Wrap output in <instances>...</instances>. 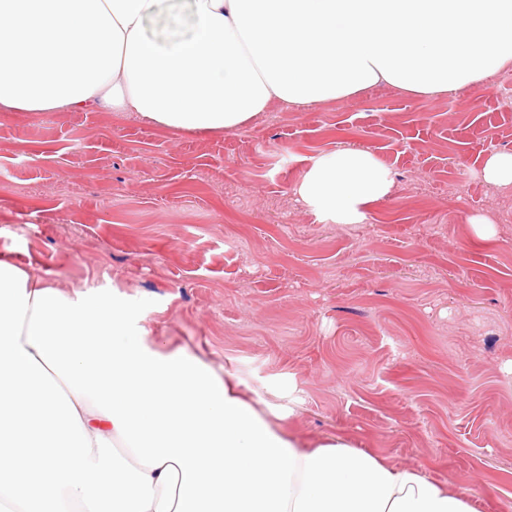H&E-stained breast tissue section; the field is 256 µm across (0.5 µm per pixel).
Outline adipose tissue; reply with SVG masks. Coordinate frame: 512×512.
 I'll return each instance as SVG.
<instances>
[{"label":"adipose tissue","mask_w":512,"mask_h":512,"mask_svg":"<svg viewBox=\"0 0 512 512\" xmlns=\"http://www.w3.org/2000/svg\"><path fill=\"white\" fill-rule=\"evenodd\" d=\"M159 2L0 0V110L221 132L274 101L444 98L512 64V0H182L180 37L149 34ZM389 190L350 147L299 187L339 224ZM2 497L18 512H476L343 440L303 447L200 358L161 351L126 294L73 300L0 257Z\"/></svg>","instance_id":"adipose-tissue-1"}]
</instances>
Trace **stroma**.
I'll use <instances>...</instances> for the list:
<instances>
[{
    "label": "stroma",
    "mask_w": 512,
    "mask_h": 512,
    "mask_svg": "<svg viewBox=\"0 0 512 512\" xmlns=\"http://www.w3.org/2000/svg\"><path fill=\"white\" fill-rule=\"evenodd\" d=\"M352 146L392 186L366 221L297 193ZM512 66L458 95L388 85L222 133L128 112L0 111V255L126 293L159 346L230 370L304 444L344 439L512 512ZM494 235L477 240L472 217ZM483 171L486 181L493 185L512 184V154L491 155Z\"/></svg>",
    "instance_id": "35a3bbf8"
}]
</instances>
